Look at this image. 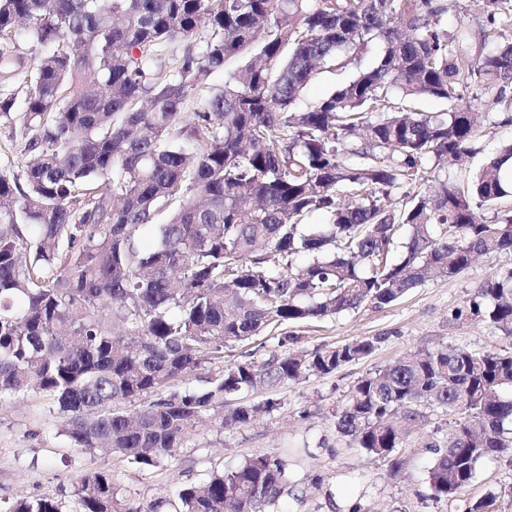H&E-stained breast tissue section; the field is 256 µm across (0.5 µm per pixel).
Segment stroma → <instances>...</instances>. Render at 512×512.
Masks as SVG:
<instances>
[{
  "mask_svg": "<svg viewBox=\"0 0 512 512\" xmlns=\"http://www.w3.org/2000/svg\"><path fill=\"white\" fill-rule=\"evenodd\" d=\"M495 88L464 92L472 111L491 114L496 122L491 137L476 155L449 167L450 179L477 171L499 141L512 137V108L497 104ZM512 270V250L477 258L454 278L435 277L401 300L383 307L369 305L296 326L297 348L313 350L360 337L377 339L376 350L336 373L310 376L279 387L280 404L270 414L245 425L223 427L206 420L191 435L177 464L144 470L117 455H95L75 448L60 430L61 420L42 397L30 395L0 402V512L16 501L51 496L71 499L80 478L96 470L111 472L133 496L151 500L157 488L176 491L213 470L244 458L287 452L292 477L301 499H288L285 512H454L453 505L430 499L426 483L433 453L428 432L446 439L448 420L428 412L414 427L399 455V472L370 457L337 432L332 412L357 379L384 368L406 354L438 346L496 349L512 343L502 330L454 313L490 274ZM499 497L494 512H512V452L484 459L463 497L478 498L488 490Z\"/></svg>",
  "mask_w": 512,
  "mask_h": 512,
  "instance_id": "1",
  "label": "stroma"
}]
</instances>
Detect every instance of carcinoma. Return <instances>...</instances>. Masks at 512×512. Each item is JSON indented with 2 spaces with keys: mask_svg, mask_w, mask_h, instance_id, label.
Here are the masks:
<instances>
[{
  "mask_svg": "<svg viewBox=\"0 0 512 512\" xmlns=\"http://www.w3.org/2000/svg\"><path fill=\"white\" fill-rule=\"evenodd\" d=\"M481 2L483 27L450 31L444 0H0V85L27 87L22 112L0 93V121L26 155L25 184L0 172V400L38 394L75 447L158 468L206 416L241 425L279 405L230 408L234 397L331 375L377 344L297 351L291 326L383 308L512 249V209L486 215L512 195V140L475 176L447 177L488 136L462 91L498 85L502 100L512 85V0ZM172 45L182 50L169 60ZM235 57L245 63L214 86ZM329 67L355 74L298 108ZM421 98L448 111L403 106ZM315 213L325 223H305ZM464 309L512 338V271ZM271 340L255 362L252 347ZM227 346L241 349L229 365ZM190 376L202 385L178 388ZM428 409L451 418L448 443L429 444L430 497L486 512L495 491L460 493L482 460L512 450V344L407 354L358 379L334 418L397 469L393 453ZM294 491L288 455H259L182 485L174 512H278ZM168 504L137 502L94 471L71 503L38 497L10 512Z\"/></svg>",
  "mask_w": 512,
  "mask_h": 512,
  "instance_id": "1",
  "label": "carcinoma"
}]
</instances>
